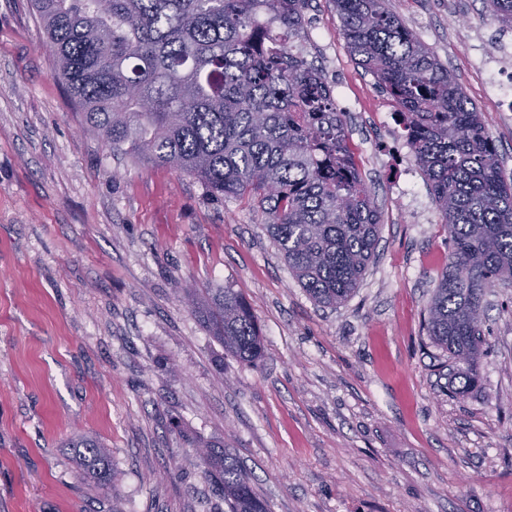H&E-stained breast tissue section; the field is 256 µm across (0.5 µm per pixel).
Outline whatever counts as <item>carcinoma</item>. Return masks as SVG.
<instances>
[{
    "label": "carcinoma",
    "instance_id": "cac0c4a2",
    "mask_svg": "<svg viewBox=\"0 0 512 512\" xmlns=\"http://www.w3.org/2000/svg\"><path fill=\"white\" fill-rule=\"evenodd\" d=\"M339 34L396 107V120L428 178L452 243L425 319L432 342L468 365L460 393L477 386L487 353L486 291L512 281V179L505 177L481 112L388 0H330ZM308 0H33L84 132L114 154L184 173L220 198L257 204L289 271L324 308L358 288L380 219L323 71L291 43ZM512 30V0H485ZM203 322L244 362L262 357L251 305L234 288L198 304ZM80 473L113 479L105 449L70 442ZM204 461L228 512H267L227 450Z\"/></svg>",
    "mask_w": 512,
    "mask_h": 512
}]
</instances>
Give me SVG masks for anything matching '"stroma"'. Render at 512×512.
I'll use <instances>...</instances> for the list:
<instances>
[{
  "label": "stroma",
  "mask_w": 512,
  "mask_h": 512,
  "mask_svg": "<svg viewBox=\"0 0 512 512\" xmlns=\"http://www.w3.org/2000/svg\"><path fill=\"white\" fill-rule=\"evenodd\" d=\"M479 108L512 177V31L484 0H390ZM303 54L347 104L381 215L363 281L317 305L252 203L84 135L29 0H0V512H224L202 444L226 446L269 512H512V284L486 297L489 349L458 394L424 319L448 229L390 99L310 0ZM230 287L264 356H226L183 298ZM105 446L113 482L80 479L69 443Z\"/></svg>",
  "instance_id": "35a3bbf8"
}]
</instances>
